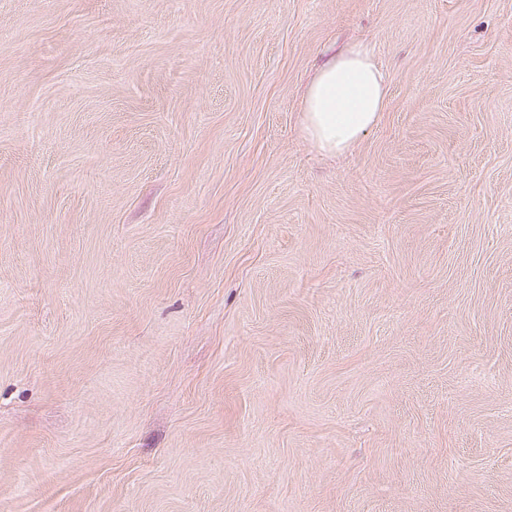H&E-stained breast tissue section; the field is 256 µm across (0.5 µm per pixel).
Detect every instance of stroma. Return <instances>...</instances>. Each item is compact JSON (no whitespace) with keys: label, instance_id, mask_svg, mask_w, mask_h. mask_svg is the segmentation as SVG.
<instances>
[{"label":"stroma","instance_id":"stroma-1","mask_svg":"<svg viewBox=\"0 0 512 512\" xmlns=\"http://www.w3.org/2000/svg\"><path fill=\"white\" fill-rule=\"evenodd\" d=\"M0 512H512V0H0ZM387 84V75L368 46L356 44L332 54L302 96L305 137L329 156L348 151L380 121Z\"/></svg>","mask_w":512,"mask_h":512}]
</instances>
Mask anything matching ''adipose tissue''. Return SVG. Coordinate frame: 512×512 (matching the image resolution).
<instances>
[{
  "label": "adipose tissue",
  "mask_w": 512,
  "mask_h": 512,
  "mask_svg": "<svg viewBox=\"0 0 512 512\" xmlns=\"http://www.w3.org/2000/svg\"><path fill=\"white\" fill-rule=\"evenodd\" d=\"M387 75L371 48L362 44L329 56L302 96L301 126L323 154L348 151L381 119Z\"/></svg>",
  "instance_id": "ef3b65f1"
}]
</instances>
